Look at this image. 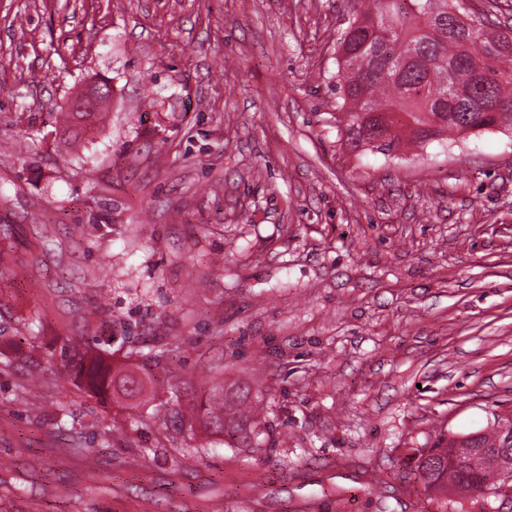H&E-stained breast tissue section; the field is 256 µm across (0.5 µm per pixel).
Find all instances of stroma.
<instances>
[{"label": "stroma", "instance_id": "obj_1", "mask_svg": "<svg viewBox=\"0 0 512 512\" xmlns=\"http://www.w3.org/2000/svg\"><path fill=\"white\" fill-rule=\"evenodd\" d=\"M354 16L0 0V512H436L416 449L512 414V128L351 150ZM65 338L156 401L31 385ZM218 383L262 417L182 429Z\"/></svg>", "mask_w": 512, "mask_h": 512}]
</instances>
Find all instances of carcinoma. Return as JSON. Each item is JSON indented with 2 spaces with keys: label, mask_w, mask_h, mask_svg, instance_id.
Returning a JSON list of instances; mask_svg holds the SVG:
<instances>
[{
  "label": "carcinoma",
  "mask_w": 512,
  "mask_h": 512,
  "mask_svg": "<svg viewBox=\"0 0 512 512\" xmlns=\"http://www.w3.org/2000/svg\"><path fill=\"white\" fill-rule=\"evenodd\" d=\"M458 0H368L366 12L340 38L337 86L349 144H375L381 153L399 149V128L411 141L432 142L448 131L471 132L481 121L512 126V36L496 30L489 14L474 29L453 15ZM386 19L405 33L407 44L380 43L373 37L374 20ZM74 363L94 392L117 394L135 409L153 391L138 374L112 372L104 357L64 344L60 355L39 362L37 380L53 378L59 362ZM204 427L224 433V386L212 389L201 403ZM512 460V447L474 454L466 439H437L418 469L428 489L445 495L458 485L494 476Z\"/></svg>",
  "instance_id": "carcinoma-1"
}]
</instances>
